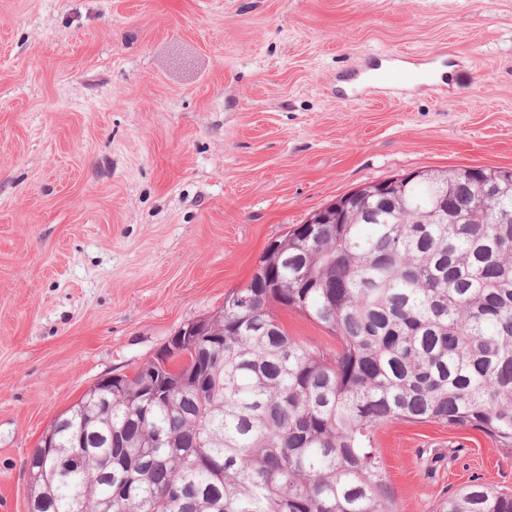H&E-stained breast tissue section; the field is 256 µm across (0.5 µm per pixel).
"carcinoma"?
<instances>
[{
	"mask_svg": "<svg viewBox=\"0 0 512 512\" xmlns=\"http://www.w3.org/2000/svg\"><path fill=\"white\" fill-rule=\"evenodd\" d=\"M350 224L288 232L204 331L224 332L204 395L194 336L112 392V408L54 420L58 467L26 460L28 512H393L374 436L394 421L470 427L512 456V195L484 218L431 217L446 192L467 216L482 186L512 169L439 170ZM304 315L336 349L293 339L277 310ZM440 512H512V495L476 479Z\"/></svg>",
	"mask_w": 512,
	"mask_h": 512,
	"instance_id": "cac0c4a2",
	"label": "carcinoma"
}]
</instances>
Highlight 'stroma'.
<instances>
[{
    "mask_svg": "<svg viewBox=\"0 0 512 512\" xmlns=\"http://www.w3.org/2000/svg\"><path fill=\"white\" fill-rule=\"evenodd\" d=\"M441 80L347 99L378 56ZM512 168V0H0V512L94 382L160 358L268 243L368 184ZM394 512L512 458L471 428L376 433Z\"/></svg>",
    "mask_w": 512,
    "mask_h": 512,
    "instance_id": "35a3bbf8",
    "label": "stroma"
}]
</instances>
